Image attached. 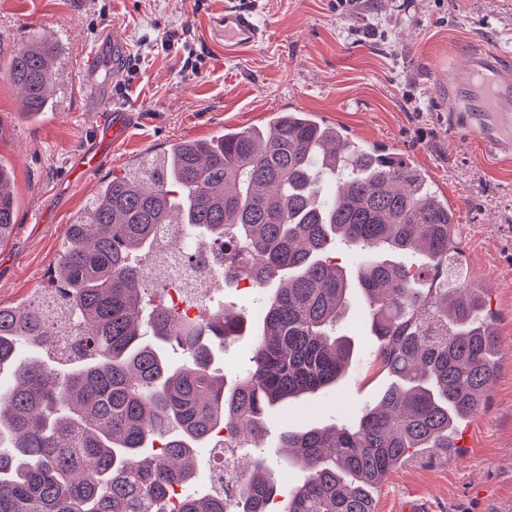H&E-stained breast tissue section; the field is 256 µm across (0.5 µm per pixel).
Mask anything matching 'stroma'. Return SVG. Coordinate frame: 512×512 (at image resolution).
<instances>
[{"label": "stroma", "instance_id": "stroma-1", "mask_svg": "<svg viewBox=\"0 0 512 512\" xmlns=\"http://www.w3.org/2000/svg\"><path fill=\"white\" fill-rule=\"evenodd\" d=\"M271 37L225 56L208 19L224 0H0V61L30 33L65 47L51 91L57 106L37 120L20 112L18 89L0 79V160L12 171L16 230L0 244V304H19L47 287L72 217L103 181L136 159L186 139L257 125L293 108L343 126L360 144L380 146L422 170L456 212V242L469 279L497 318L502 357L486 408L460 430V458L393 470L376 512H396L410 494L433 512H512V162L458 134L437 107L440 84L462 62L457 48L481 44L512 55V0H365L345 18L336 0H245ZM379 22L383 39L358 27ZM117 27L139 71L116 88L139 119L101 167L80 180L70 169L93 123L76 64L85 42ZM174 45L165 50L164 39ZM203 57L185 69L189 51ZM354 351L333 394L271 410L262 445L279 459L281 432L340 423L372 403L384 386L378 341L361 306L337 326Z\"/></svg>", "mask_w": 512, "mask_h": 512}]
</instances>
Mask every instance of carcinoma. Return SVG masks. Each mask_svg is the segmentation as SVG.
<instances>
[{"instance_id": "obj_1", "label": "carcinoma", "mask_w": 512, "mask_h": 512, "mask_svg": "<svg viewBox=\"0 0 512 512\" xmlns=\"http://www.w3.org/2000/svg\"><path fill=\"white\" fill-rule=\"evenodd\" d=\"M62 45L35 36L0 66L23 112L53 108ZM11 173L0 165V244L14 227ZM454 209L405 161L356 146L301 110L261 126L171 144L114 177L68 228L51 275L78 349L55 366L40 301L0 305V512H376L374 491L422 454L448 460L462 423L482 410L501 357L484 296L456 270ZM169 242L226 280L260 290L254 341L232 389L211 368L245 329L151 304L143 260ZM344 242L350 271L331 261ZM420 251L405 267L392 256ZM357 289L390 383L340 425L287 430L285 459L256 454L231 503L186 493L197 453L219 434L258 441L270 409L329 392L352 359L336 334ZM167 345L188 357L164 356Z\"/></svg>"}]
</instances>
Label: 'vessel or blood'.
Returning a JSON list of instances; mask_svg holds the SVG:
<instances>
[{"label": "vessel or blood", "instance_id": "obj_1", "mask_svg": "<svg viewBox=\"0 0 512 512\" xmlns=\"http://www.w3.org/2000/svg\"><path fill=\"white\" fill-rule=\"evenodd\" d=\"M212 33L224 42L225 52L252 47L264 41L267 32L248 9L235 4L209 19ZM465 65L450 73L442 85L439 105L448 114V125L462 133L475 134L494 155L512 159V61L499 52L474 45L463 53ZM128 49L116 30H105L87 46L77 67L86 90L84 111L94 113L95 125L117 132L129 124L132 112L121 107L105 110L104 105L127 71Z\"/></svg>", "mask_w": 512, "mask_h": 512}]
</instances>
